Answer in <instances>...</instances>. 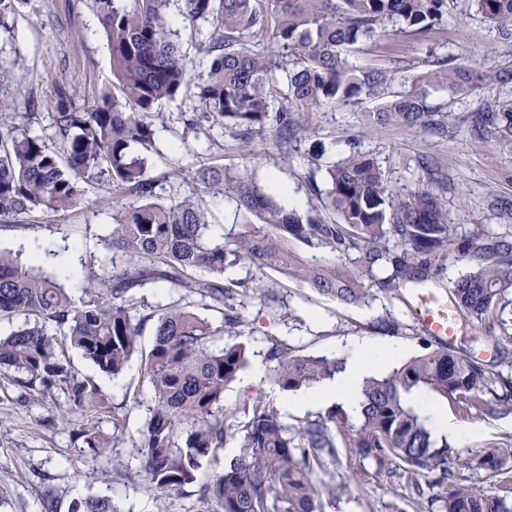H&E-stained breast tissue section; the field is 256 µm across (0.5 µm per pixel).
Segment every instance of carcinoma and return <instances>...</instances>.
Segmentation results:
<instances>
[{"instance_id":"1","label":"carcinoma","mask_w":512,"mask_h":512,"mask_svg":"<svg viewBox=\"0 0 512 512\" xmlns=\"http://www.w3.org/2000/svg\"><path fill=\"white\" fill-rule=\"evenodd\" d=\"M452 0H94L112 57V90L93 104L74 107L58 93L49 119L57 141L31 126L37 113L0 130V219L64 212L82 205L86 189L107 185L137 204L112 215L104 239L102 273L89 276L88 299L77 306L54 278L0 251V316L23 319L0 338V371L22 375L20 383L41 393L67 390L75 410L96 406L100 388L72 371L75 349L102 372L116 376L141 357L150 389V417L136 447L143 471L159 498L197 482L201 461L228 439L238 453L224 463L203 492L221 512H319L324 492L317 474L339 458H372L407 478L416 494L420 479L438 488L440 512H512L505 496L488 498L448 468L456 460L490 476L512 472V437L481 455L464 456L414 408V394L432 392L466 416L491 415L512 406V375L494 372L441 340L423 339L424 353L407 359L363 390L360 424L341 407L306 415L288 425L274 403L250 397L226 407L224 388L249 360L244 342H217L241 326L238 301L250 298L288 313L280 288L292 283L345 304L360 305L378 291L395 298L410 282L429 280L446 263L464 261L470 271L454 281L450 300L460 316L485 326L498 353L512 346V234L448 223L442 193L448 178L427 165L419 188L397 193L377 159L357 152L326 171L325 208L338 216L302 217L261 191L247 170L206 164L194 173L196 191L170 204L156 199L146 159L137 149L155 146L149 121L156 105L194 92L196 105L186 130L208 134L230 128L246 143L272 128L285 147L298 141L310 114L324 104L356 107L361 127L419 128L449 134L442 107L428 103L429 90L453 95L482 88L492 74L433 44L447 28ZM484 21L512 43V0H476ZM189 23L198 52L209 58L198 81L182 51L173 15ZM281 52L256 49L264 40ZM427 46L431 68L401 90L398 72L349 60L357 44L389 55L397 43ZM474 138L512 149V102L484 99L463 117ZM235 204L240 222L226 230L212 222L207 195ZM125 259L117 267L115 255ZM242 264L258 276L236 278ZM279 280L266 285L267 272ZM167 283L177 298L142 313L138 290ZM210 300L221 315L215 323L192 309L191 298ZM152 325L149 351L139 337ZM372 329L388 336L418 334L392 316ZM267 359L275 385L284 392L311 389L345 367V360L299 354L277 336L267 337ZM81 447L103 454L117 437L88 424L74 429ZM72 512H113L107 497H87Z\"/></svg>"}]
</instances>
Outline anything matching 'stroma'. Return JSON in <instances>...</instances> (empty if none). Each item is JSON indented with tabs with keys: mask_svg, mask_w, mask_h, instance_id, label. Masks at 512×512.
<instances>
[{
	"mask_svg": "<svg viewBox=\"0 0 512 512\" xmlns=\"http://www.w3.org/2000/svg\"><path fill=\"white\" fill-rule=\"evenodd\" d=\"M442 37L449 53L472 65L496 71L512 67V46L503 43L472 0H457ZM0 62L14 65L16 71L14 81L0 93L14 102L16 111L40 113L35 129L50 141L55 131L47 105L56 100L59 90H66L75 105L84 108L112 85L110 51L91 0H31L7 29H0ZM486 98L511 100L512 83L494 82L467 95L435 91L428 102L443 106L457 121ZM191 108V100L180 97L155 109L152 123L164 150L162 156H151L148 174L156 181L162 202L194 192L192 173L199 165L224 164L254 173L258 186L270 195H277L278 184L287 185L289 206L305 216L314 213L318 204L310 182L324 184L328 166L361 151L377 156L393 187L405 195L418 188L421 160L447 171L452 179L447 194L451 223L482 224L493 230L512 225V214L490 206L494 199L512 200V151L474 142L466 130L451 139L398 126L366 134L360 128L359 110L325 106L314 112L309 130L287 152L269 130L254 135L247 145L220 129L210 140L195 139L181 123L182 114ZM320 143L326 152L317 157L313 151ZM115 204L111 188L98 185L88 189L78 208L27 216V228L0 222V250L28 262L43 249L56 251L50 270L60 275L72 300L81 302L90 268L104 253L102 238ZM284 297L290 315L283 321L272 322L257 304L244 310L241 340L249 347L250 365L225 387L224 403L231 407L247 395L262 394L274 401L289 424L296 415L286 409L287 395L269 373L255 371L267 363V335L280 337L303 354L346 358L353 344L382 342V335L370 327L386 314L409 324L416 317L414 309L381 294L363 306L347 307L292 284ZM70 358L80 375L95 380L104 404L77 412L66 390L25 395L14 377L0 375V512H44L47 496L53 499V512H71L75 501L90 496L110 498L114 512H219L216 499L202 496L200 488L236 455L235 441L203 461L196 484L159 501L135 446L149 417L151 396L140 359L132 358L113 377L79 352H71ZM116 418L121 421L117 427L112 424ZM457 418L468 434L455 446L466 455L483 453L499 439L512 436V412ZM83 423L98 426L107 435L117 434L114 448L97 455L80 447L73 430ZM319 479L339 488L337 495L323 496L320 512H414L405 481L378 469L373 460L341 455Z\"/></svg>",
	"mask_w": 512,
	"mask_h": 512,
	"instance_id": "obj_1",
	"label": "stroma"
}]
</instances>
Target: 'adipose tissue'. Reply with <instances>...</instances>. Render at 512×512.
Here are the masks:
<instances>
[{"label":"adipose tissue","mask_w":512,"mask_h":512,"mask_svg":"<svg viewBox=\"0 0 512 512\" xmlns=\"http://www.w3.org/2000/svg\"><path fill=\"white\" fill-rule=\"evenodd\" d=\"M398 353V348L390 343L379 344L372 348L357 346L342 372L316 388L288 400L287 406L292 410H302L338 399L353 410H360L363 383L376 368L377 357L383 355L393 358Z\"/></svg>","instance_id":"obj_1"}]
</instances>
